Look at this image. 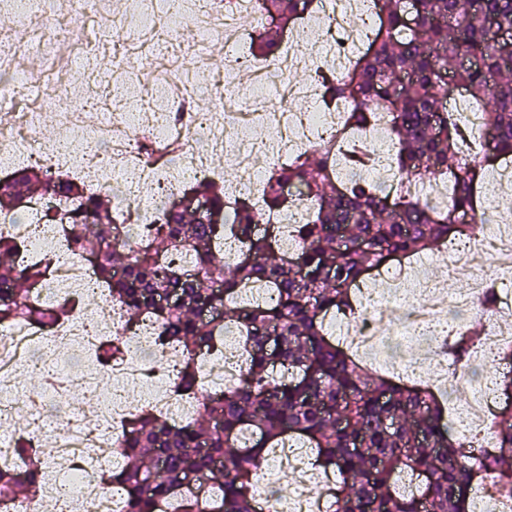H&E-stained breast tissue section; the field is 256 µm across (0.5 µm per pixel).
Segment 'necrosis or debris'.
<instances>
[{
	"label": "necrosis or debris",
	"instance_id": "obj_1",
	"mask_svg": "<svg viewBox=\"0 0 512 512\" xmlns=\"http://www.w3.org/2000/svg\"><path fill=\"white\" fill-rule=\"evenodd\" d=\"M130 4L129 19L118 27L109 23L106 0H91L80 10L68 4L50 10L46 0H0V30L34 27L38 16L48 13L52 36L41 40L40 53L61 51L78 65L93 59L109 64L112 74L104 83L88 75L76 94L64 80L46 84L21 74L16 53L0 41V106L15 110L11 123L0 127V176L9 175L14 158L20 156L49 171L61 168L72 144L81 143L83 159L74 174L92 191L109 190L118 208L137 212L138 223L128 227L132 238L140 225L156 220L182 179H222V171L209 163L215 154L233 160V192L260 197L266 170L280 164L286 154L317 143L340 118L323 108L295 111L294 102L315 99L316 90L311 84L289 82L290 71L312 61L319 70L341 72L359 43L353 29L356 18L368 23L374 18L363 0H321L319 11L302 17L297 28L282 37L275 57L257 61L245 51L250 29L241 27L239 15L219 10L216 0ZM187 22L201 34L192 46L196 64L205 60L207 39L224 42V71L205 88L212 102L207 114L189 106L195 77L184 69L183 50L175 37ZM141 59L148 60L149 68L136 86H129L121 75ZM244 68L249 69L251 82L248 92L241 93L236 75ZM48 96L56 103L57 123L43 137L36 130L41 102ZM46 207V200L33 201L22 220L0 214V232L27 236L31 254L57 255L42 296L65 294L77 302L92 291L98 296V312H80L51 327L31 322L0 326V421L24 415L33 447L64 465V472L46 486L54 512H121L118 496L100 487L97 475L108 469L127 415L143 398L175 421L191 417L194 408L170 395L161 368L178 363L180 354L174 349L154 350L151 323H144L130 340L125 362L113 367L100 363V351L112 341L115 310L92 266L69 253L58 228L32 227V218ZM487 241L499 265L512 260V226L503 220L465 245H449L446 267L461 280L451 294L424 279L417 287H406V264L379 270L373 281L356 287L364 316L337 320L336 337L359 353L382 340L424 338L425 354L410 365L425 371L435 359L443 325L449 324L451 315L469 316L490 282L483 251ZM382 306L397 318L386 331L371 328L367 316L368 310ZM200 363L205 388L228 384L241 364L235 330L226 331L222 355H202ZM33 366L45 375L44 386L36 392L23 385ZM449 383L472 392L454 411L461 428L483 426L495 404L488 378L463 370L450 375ZM275 465L297 471L294 486L277 501L278 512H325L323 498L309 492L314 476L302 467L294 448H283Z\"/></svg>",
	"mask_w": 512,
	"mask_h": 512
}]
</instances>
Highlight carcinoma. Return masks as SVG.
Returning <instances> with one entry per match:
<instances>
[{
  "label": "carcinoma",
  "mask_w": 512,
  "mask_h": 512,
  "mask_svg": "<svg viewBox=\"0 0 512 512\" xmlns=\"http://www.w3.org/2000/svg\"><path fill=\"white\" fill-rule=\"evenodd\" d=\"M376 2L377 23L365 29L352 67L320 82L324 104L348 105L343 125L316 158L302 151L270 170L260 208L246 193L230 198L222 184L195 182L182 194L209 202L206 221L173 206L131 242L124 212L66 173L25 166L0 182V212L33 196L59 201L42 220L60 225L70 252L94 263L122 318L105 358L123 360L127 336L143 318L155 324L158 350L182 354L168 388L195 401L196 412L180 426L151 409L126 422L120 463L105 478L124 512H165L170 504L176 512H259L255 476L270 449L293 437L314 451L315 467L335 476L332 512H469L463 492L489 475L512 494L511 373L496 383L502 406L489 452L446 420L431 384L373 369L326 325L328 316L360 312L352 286L371 270L474 238L485 224V172L512 154V0ZM317 8L318 0H257L268 26L254 46L273 55L279 32ZM490 20L509 39L492 38ZM459 90L482 117L475 129L448 106ZM381 111L399 177L392 195L348 177L358 135ZM435 181L448 182L443 204L411 191ZM286 184L308 205L298 224L276 220L293 206ZM227 240L240 244L233 263L224 260ZM27 247L0 233V323L69 318V298L32 292L54 256L21 265ZM258 286L276 300L253 297ZM168 289L177 294L173 306L157 300ZM229 323L245 366L234 386L204 391L195 357L203 348L222 352ZM474 339L448 331L456 364L468 361ZM14 448L25 472L0 467V501L38 502L48 462L23 435ZM191 474L201 481L190 483Z\"/></svg>",
  "instance_id": "cac0c4a2"
}]
</instances>
